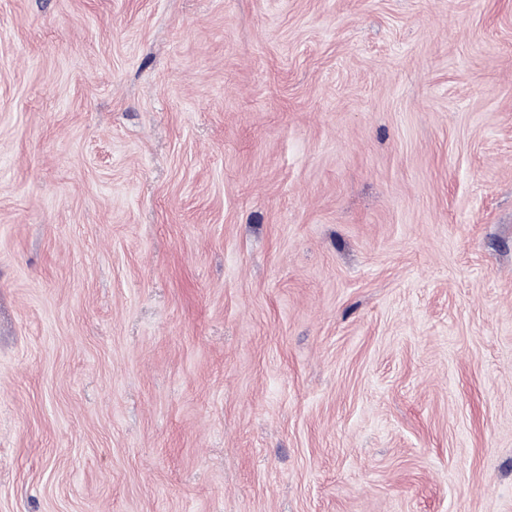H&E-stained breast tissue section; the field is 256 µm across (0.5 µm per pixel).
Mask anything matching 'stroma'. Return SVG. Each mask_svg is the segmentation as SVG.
Masks as SVG:
<instances>
[{
  "label": "stroma",
  "mask_w": 512,
  "mask_h": 512,
  "mask_svg": "<svg viewBox=\"0 0 512 512\" xmlns=\"http://www.w3.org/2000/svg\"><path fill=\"white\" fill-rule=\"evenodd\" d=\"M0 512H512V0H0Z\"/></svg>",
  "instance_id": "1"
}]
</instances>
